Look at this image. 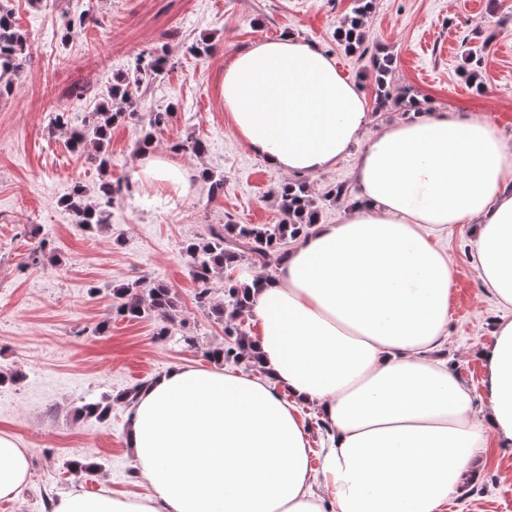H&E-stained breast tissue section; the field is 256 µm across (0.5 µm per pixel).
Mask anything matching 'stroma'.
Segmentation results:
<instances>
[{"label":"stroma","mask_w":512,"mask_h":512,"mask_svg":"<svg viewBox=\"0 0 512 512\" xmlns=\"http://www.w3.org/2000/svg\"><path fill=\"white\" fill-rule=\"evenodd\" d=\"M356 0H7L32 53L11 94L0 97V370L21 382L0 384V430L14 434L31 457V481L9 512H45L44 500L79 491L147 493L126 442L125 393L175 364L210 368L209 350L233 337L223 321L196 302L197 285L182 243L202 237L212 224H277L274 196L285 181L303 184L321 207L319 221L341 220L357 193L355 168L362 148L315 176L290 174L266 164L233 131L221 101L224 67L238 51L293 32L331 54L344 76L362 87L371 121L367 135L404 121V106H378L373 51L392 57L394 91L434 112L489 121L512 141V0H371L364 26L367 54L347 52L336 39ZM91 19L63 39L66 17ZM209 40L210 54L191 47ZM164 48L170 63L150 85L132 90L135 116L112 128L108 172L71 152L49 129V114L76 117L95 111L113 78L143 50ZM481 59L483 91L464 75L466 48ZM175 105L171 123L154 149L192 170V192L174 199L135 182L137 148L145 131L140 113ZM193 136L200 157L172 152ZM223 174L224 191L211 194L203 170ZM130 182L112 206V222L84 230L59 200L74 182L96 199L104 178ZM346 192L328 195L336 185ZM470 227L448 229V259L456 269L450 297L448 342L442 355L473 394H480V350L491 343V322L508 316L485 294L468 259ZM47 242L45 263L31 254ZM143 280L168 288L173 318L129 321L114 311V288ZM167 337H160L162 328ZM111 405L107 420L83 418L88 401ZM94 464L93 473L67 470L71 458ZM477 475L462 484L454 512H512V452L486 448Z\"/></svg>","instance_id":"1"}]
</instances>
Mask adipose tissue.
<instances>
[{
    "instance_id": "ef3b65f1",
    "label": "adipose tissue",
    "mask_w": 512,
    "mask_h": 512,
    "mask_svg": "<svg viewBox=\"0 0 512 512\" xmlns=\"http://www.w3.org/2000/svg\"><path fill=\"white\" fill-rule=\"evenodd\" d=\"M221 101L251 151L288 172L364 144L358 202L315 225L273 276L248 277L257 374L177 366L138 393L128 446L150 495L73 492L53 512H443L476 452L512 450V318L494 324L474 398L441 355L455 269L437 236L472 225L470 264L512 308V146L452 112L365 138L360 86L291 34L237 52ZM135 177L176 198L192 181L147 152ZM302 405L326 429L315 471ZM30 468L0 431V500L20 496Z\"/></svg>"
}]
</instances>
